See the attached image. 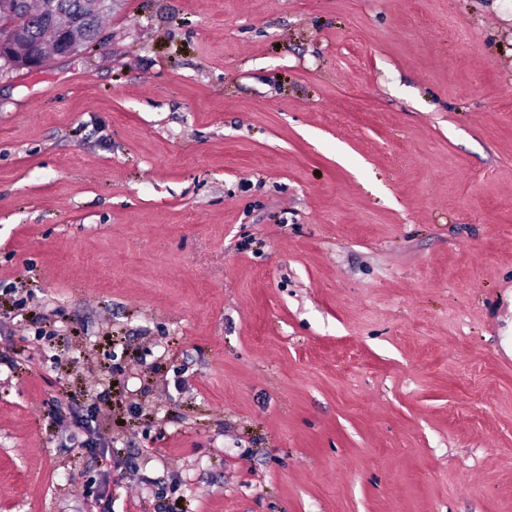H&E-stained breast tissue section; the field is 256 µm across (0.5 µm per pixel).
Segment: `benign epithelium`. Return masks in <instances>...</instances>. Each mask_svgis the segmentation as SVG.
<instances>
[{
  "instance_id": "obj_1",
  "label": "benign epithelium",
  "mask_w": 512,
  "mask_h": 512,
  "mask_svg": "<svg viewBox=\"0 0 512 512\" xmlns=\"http://www.w3.org/2000/svg\"><path fill=\"white\" fill-rule=\"evenodd\" d=\"M119 0H85L83 12L59 27L52 41L21 35L22 0H0V72L13 67L41 69L49 62L76 55L87 44L84 20L110 12Z\"/></svg>"
}]
</instances>
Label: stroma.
I'll return each instance as SVG.
<instances>
[{
	"mask_svg": "<svg viewBox=\"0 0 512 512\" xmlns=\"http://www.w3.org/2000/svg\"><path fill=\"white\" fill-rule=\"evenodd\" d=\"M511 329L512 0H118L0 75V512H512Z\"/></svg>",
	"mask_w": 512,
	"mask_h": 512,
	"instance_id": "obj_1",
	"label": "stroma"
}]
</instances>
